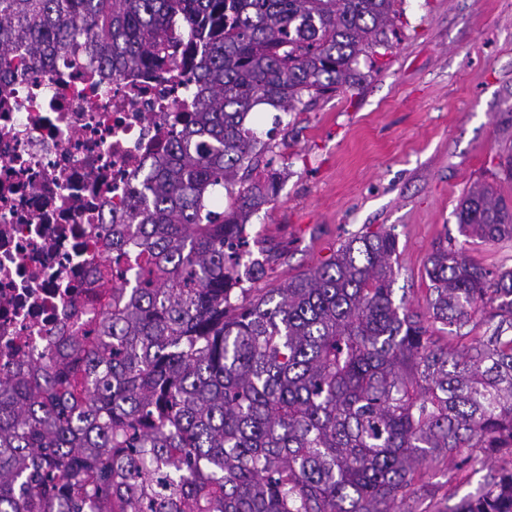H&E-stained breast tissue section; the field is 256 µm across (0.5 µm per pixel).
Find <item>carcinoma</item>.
Masks as SVG:
<instances>
[{"label":"carcinoma","instance_id":"obj_1","mask_svg":"<svg viewBox=\"0 0 512 512\" xmlns=\"http://www.w3.org/2000/svg\"><path fill=\"white\" fill-rule=\"evenodd\" d=\"M394 5L0 0V67L79 45L114 78L178 58L197 85L110 229L115 256L135 238L146 277L112 288L82 335L0 368V512H414L418 467L440 460L448 485L487 474L423 512H512V269L438 249L421 315L395 303L398 241L380 229L279 288H239L272 260L247 224L277 194L275 175L252 179L267 147L249 115L359 86ZM226 191L227 215L210 207ZM456 217L466 235L512 238L490 186Z\"/></svg>","mask_w":512,"mask_h":512}]
</instances>
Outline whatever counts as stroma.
Returning <instances> with one entry per match:
<instances>
[{
  "mask_svg": "<svg viewBox=\"0 0 512 512\" xmlns=\"http://www.w3.org/2000/svg\"><path fill=\"white\" fill-rule=\"evenodd\" d=\"M399 37L360 88L288 114L257 107L250 124L279 174L250 239L277 252L261 288L327 260L348 237L386 228L398 240L395 297L426 313L425 267L440 246H465L512 269V239H466L455 216L472 188L512 201L501 167L512 153V0H398Z\"/></svg>",
  "mask_w": 512,
  "mask_h": 512,
  "instance_id": "35a3bbf8",
  "label": "stroma"
}]
</instances>
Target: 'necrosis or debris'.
Segmentation results:
<instances>
[{"label":"necrosis or debris","mask_w":512,"mask_h":512,"mask_svg":"<svg viewBox=\"0 0 512 512\" xmlns=\"http://www.w3.org/2000/svg\"><path fill=\"white\" fill-rule=\"evenodd\" d=\"M14 68L0 78V366L101 316L108 230L195 92L187 72L103 81L75 56L50 68L18 56Z\"/></svg>","instance_id":"4bbe7bcc"}]
</instances>
